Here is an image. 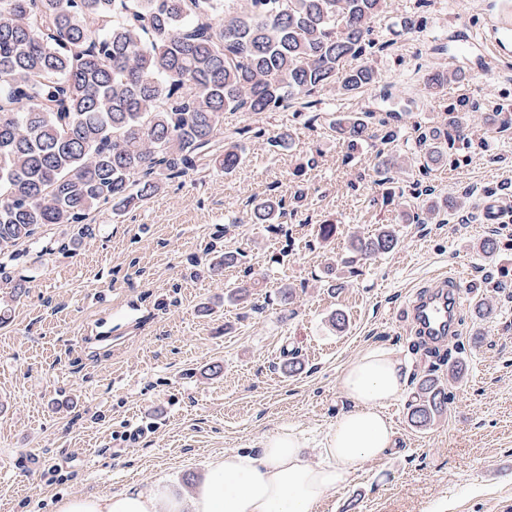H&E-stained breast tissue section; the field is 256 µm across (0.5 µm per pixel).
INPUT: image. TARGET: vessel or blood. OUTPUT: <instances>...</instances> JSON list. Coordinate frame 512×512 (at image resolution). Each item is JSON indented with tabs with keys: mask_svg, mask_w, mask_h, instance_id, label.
Here are the masks:
<instances>
[{
	"mask_svg": "<svg viewBox=\"0 0 512 512\" xmlns=\"http://www.w3.org/2000/svg\"><path fill=\"white\" fill-rule=\"evenodd\" d=\"M463 277V272L459 271L438 278L428 290L416 294L411 304V314L423 336L438 340L451 334Z\"/></svg>",
	"mask_w": 512,
	"mask_h": 512,
	"instance_id": "b4317fda",
	"label": "vessel or blood"
}]
</instances>
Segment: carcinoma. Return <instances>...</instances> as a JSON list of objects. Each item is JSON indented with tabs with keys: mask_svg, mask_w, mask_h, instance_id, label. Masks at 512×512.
<instances>
[{
	"mask_svg": "<svg viewBox=\"0 0 512 512\" xmlns=\"http://www.w3.org/2000/svg\"><path fill=\"white\" fill-rule=\"evenodd\" d=\"M385 8L386 0H0V279L42 226L67 224L81 238L92 209L139 207L209 154L234 171L241 144L226 137L217 148L224 113L286 112L297 103L313 112L312 123L325 95L377 87V58L392 46L372 37ZM349 57L358 64L346 69ZM464 80L463 69L443 65L427 74L448 123L416 128L408 162L428 171L467 145V112H485L487 133L512 123L507 99L482 104L463 94L445 104L443 89ZM391 97L380 95L385 119L349 112L328 128L351 152L391 144L399 119ZM376 157L386 171L402 158L383 149ZM425 192L437 224L463 207ZM281 208L261 198L251 219L271 225ZM399 244L393 225L382 224L353 240L342 263ZM447 403L437 379L422 380L411 424L428 427Z\"/></svg>",
	"mask_w": 512,
	"mask_h": 512,
	"instance_id": "cac0c4a2",
	"label": "carcinoma"
}]
</instances>
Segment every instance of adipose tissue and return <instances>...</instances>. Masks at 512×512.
I'll return each mask as SVG.
<instances>
[{"label":"adipose tissue","mask_w":512,"mask_h":512,"mask_svg":"<svg viewBox=\"0 0 512 512\" xmlns=\"http://www.w3.org/2000/svg\"><path fill=\"white\" fill-rule=\"evenodd\" d=\"M338 387L352 408L328 425L321 463L306 458L296 431L278 429L258 449L209 458L191 492L161 478L145 490L70 497L58 512H318L363 463L394 447L385 408L405 394L407 372L392 351L370 347L343 368Z\"/></svg>","instance_id":"obj_1"}]
</instances>
